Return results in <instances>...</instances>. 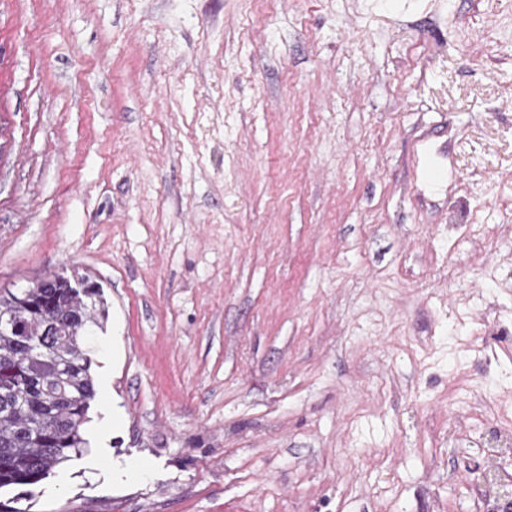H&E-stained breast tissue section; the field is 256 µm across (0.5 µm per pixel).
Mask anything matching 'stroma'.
Masks as SVG:
<instances>
[{"mask_svg":"<svg viewBox=\"0 0 512 512\" xmlns=\"http://www.w3.org/2000/svg\"><path fill=\"white\" fill-rule=\"evenodd\" d=\"M72 271L89 444L31 512H488L512 0H0V291Z\"/></svg>","mask_w":512,"mask_h":512,"instance_id":"stroma-1","label":"stroma"}]
</instances>
